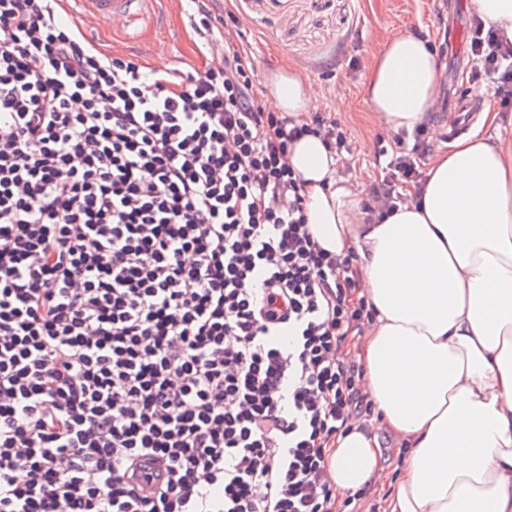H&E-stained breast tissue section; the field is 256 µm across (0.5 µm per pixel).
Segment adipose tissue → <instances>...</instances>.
<instances>
[{
	"instance_id": "ef3b65f1",
	"label": "adipose tissue",
	"mask_w": 512,
	"mask_h": 512,
	"mask_svg": "<svg viewBox=\"0 0 512 512\" xmlns=\"http://www.w3.org/2000/svg\"><path fill=\"white\" fill-rule=\"evenodd\" d=\"M441 75L429 39L400 32L374 55L366 100L381 124L409 131L433 112ZM265 100L295 118L317 109L290 70L269 73ZM482 119L496 137L473 133L435 154L422 188L375 224L320 138L288 150L313 237L359 257L371 312L361 386L404 450L385 475L378 436L358 421L328 468L342 495L387 480L386 512H512V138L499 135V113Z\"/></svg>"
}]
</instances>
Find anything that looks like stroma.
<instances>
[{"label": "stroma", "mask_w": 512, "mask_h": 512, "mask_svg": "<svg viewBox=\"0 0 512 512\" xmlns=\"http://www.w3.org/2000/svg\"><path fill=\"white\" fill-rule=\"evenodd\" d=\"M441 5L442 0H215L214 13L235 16L256 96H263L265 78L276 67L311 83L320 111L340 123L353 150L351 167L341 177L369 187L380 177L375 151L394 137L364 98L370 53L383 46L388 32L415 31L441 43ZM187 9L185 0H155L148 9L154 19L149 36H142L137 22L115 32L108 18L95 21L86 36L104 52L149 68L202 72L211 60L197 48Z\"/></svg>", "instance_id": "stroma-1"}]
</instances>
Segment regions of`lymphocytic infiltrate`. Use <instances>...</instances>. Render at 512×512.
<instances>
[{"mask_svg":"<svg viewBox=\"0 0 512 512\" xmlns=\"http://www.w3.org/2000/svg\"><path fill=\"white\" fill-rule=\"evenodd\" d=\"M469 80L512 106V42ZM241 51L181 78L100 51L57 0H0V512H336L327 457L363 407L352 256L308 230ZM400 131L363 208L426 175Z\"/></svg>","mask_w":512,"mask_h":512,"instance_id":"f902f5d3","label":"lymphocytic infiltrate"}]
</instances>
